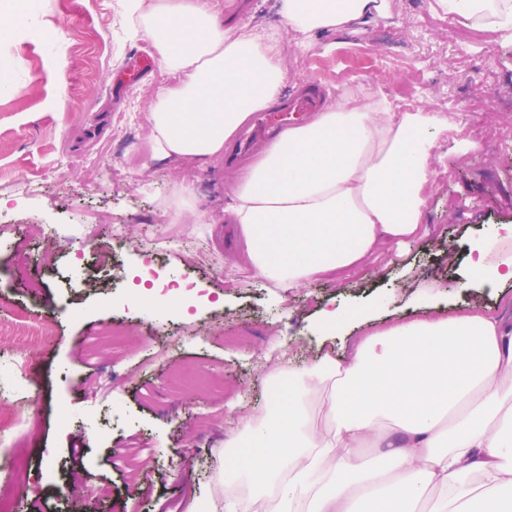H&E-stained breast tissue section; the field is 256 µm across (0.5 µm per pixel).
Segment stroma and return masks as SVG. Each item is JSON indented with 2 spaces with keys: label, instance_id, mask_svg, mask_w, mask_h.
I'll use <instances>...</instances> for the list:
<instances>
[{
  "label": "stroma",
  "instance_id": "obj_1",
  "mask_svg": "<svg viewBox=\"0 0 512 512\" xmlns=\"http://www.w3.org/2000/svg\"><path fill=\"white\" fill-rule=\"evenodd\" d=\"M27 2L15 26L69 51L0 38L10 86L0 94V366L16 352L7 324L51 329L27 367L39 400L18 441L24 475L0 493L10 512H224L226 444L239 417L263 413L278 375L300 382L323 356L347 360L353 337L431 305L448 314L475 305L512 322V281L482 283L467 266L477 243L486 264L512 262V37L468 40L437 0H392V18L305 40L286 30L279 0H208L225 25L282 37L286 89L317 77L329 101L353 105L402 89L456 126L433 151L417 239L362 268L274 288L251 269L229 211L248 167L153 150L149 101L180 75L156 59L114 87L153 49L130 32L125 0ZM20 180L38 183L36 195H17ZM185 191L200 219L170 221L166 205ZM90 214L112 243L111 272L89 260ZM116 224L123 239L112 237ZM147 267L204 297L132 302L130 278ZM335 307L353 318L328 336L318 319ZM49 466L51 483L41 479ZM105 486L111 496L99 497Z\"/></svg>",
  "mask_w": 512,
  "mask_h": 512
}]
</instances>
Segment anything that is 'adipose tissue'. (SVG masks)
<instances>
[{"instance_id": "adipose-tissue-1", "label": "adipose tissue", "mask_w": 512, "mask_h": 512, "mask_svg": "<svg viewBox=\"0 0 512 512\" xmlns=\"http://www.w3.org/2000/svg\"><path fill=\"white\" fill-rule=\"evenodd\" d=\"M472 27L512 31V0H439ZM168 70L147 114L156 153L207 160L280 94L282 40L224 27L200 0H126ZM287 29L343 31L389 0H280ZM444 113L339 99L269 144L230 213L259 277L300 288L417 235ZM224 512H512V325L472 308L396 321L325 360L308 387L239 421ZM382 451L383 465L363 448Z\"/></svg>"}]
</instances>
